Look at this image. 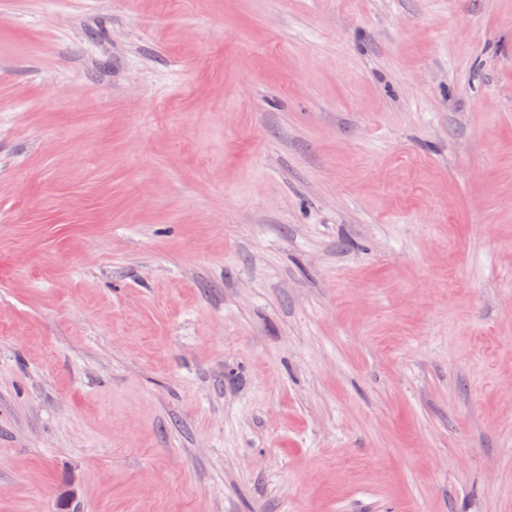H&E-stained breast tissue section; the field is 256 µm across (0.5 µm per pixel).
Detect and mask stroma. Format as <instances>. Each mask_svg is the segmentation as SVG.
I'll return each instance as SVG.
<instances>
[{"mask_svg": "<svg viewBox=\"0 0 512 512\" xmlns=\"http://www.w3.org/2000/svg\"><path fill=\"white\" fill-rule=\"evenodd\" d=\"M0 512H512V0H0Z\"/></svg>", "mask_w": 512, "mask_h": 512, "instance_id": "35a3bbf8", "label": "stroma"}]
</instances>
